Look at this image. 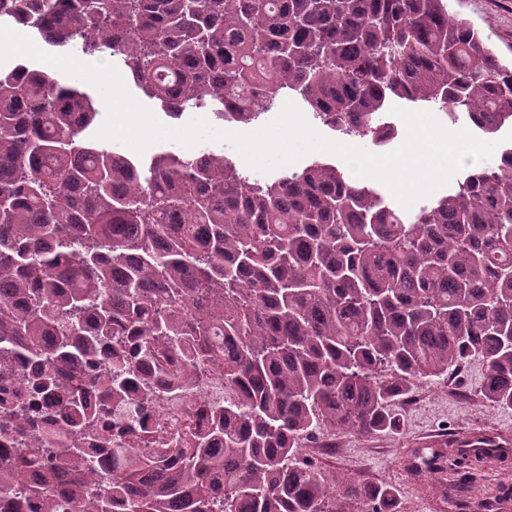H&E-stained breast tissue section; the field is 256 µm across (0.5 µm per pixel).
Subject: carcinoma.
<instances>
[{"mask_svg": "<svg viewBox=\"0 0 512 512\" xmlns=\"http://www.w3.org/2000/svg\"><path fill=\"white\" fill-rule=\"evenodd\" d=\"M1 20L118 59L172 119L249 125L290 94L376 145L391 101L512 128V63L450 0H0ZM101 108L0 65V512H400L305 444L401 431L392 405L472 357L512 409V145L407 213L319 157L263 179L222 152L131 159L95 139ZM211 378L231 399L206 429L126 447Z\"/></svg>", "mask_w": 512, "mask_h": 512, "instance_id": "1", "label": "carcinoma"}]
</instances>
